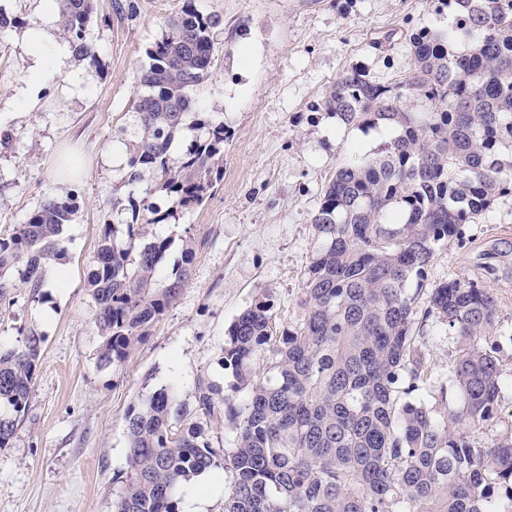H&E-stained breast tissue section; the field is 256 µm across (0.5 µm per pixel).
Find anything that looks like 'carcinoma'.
<instances>
[{"mask_svg": "<svg viewBox=\"0 0 512 512\" xmlns=\"http://www.w3.org/2000/svg\"><path fill=\"white\" fill-rule=\"evenodd\" d=\"M69 45L86 40L90 0H59ZM454 4L448 34L412 35L413 64L394 84L359 68L340 74L319 107L346 127L396 130L377 152L336 169L310 218L315 239L297 314L281 324L269 299L230 326L224 366L232 394L201 376L194 418L154 391L125 415L127 473L114 512H179L180 486L224 473V512H512V435L480 439L497 415L504 384L499 348L482 343L497 302L481 282L452 280L425 292L436 245L461 238L496 198L512 195V0ZM221 19L193 0L150 51L132 103L137 141L128 181L146 194L201 205L224 180L221 119L191 113L209 75ZM469 48L448 54V38ZM132 221L120 238L107 224L89 276L99 359L120 366L177 298L181 275L164 288L155 274L168 248L146 226L161 211L129 194ZM76 198L47 197L24 224L0 233V300L23 288L43 296L44 269L63 250ZM456 337L448 376L427 369L414 336L416 307ZM0 348V448L25 416L44 336L18 332ZM458 403L446 413L430 399ZM246 398L238 402L235 394ZM232 431L218 448L206 427Z\"/></svg>", "mask_w": 512, "mask_h": 512, "instance_id": "carcinoma-1", "label": "carcinoma"}]
</instances>
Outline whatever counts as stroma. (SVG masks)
Here are the masks:
<instances>
[{
    "label": "stroma",
    "instance_id": "1",
    "mask_svg": "<svg viewBox=\"0 0 512 512\" xmlns=\"http://www.w3.org/2000/svg\"><path fill=\"white\" fill-rule=\"evenodd\" d=\"M92 4L94 58L68 54L34 87L28 33L43 26L67 44L60 14L46 12L44 0H0L18 17L0 32V230L24 223L47 196L79 204L62 233L65 253L45 270L44 300L20 292L0 304V347L21 326L45 338L27 414L0 449V512H113L128 471L127 409L160 388L191 403L201 376L231 383L225 333L262 295L282 319L295 315L315 246L309 219L329 178L388 138L379 128L343 130L312 104L354 65L381 82L401 80L411 32L448 27L430 0H195L222 19L210 76L194 98L196 111L223 118L231 133L224 182L176 222L153 226L170 241L158 283L174 278L185 248L193 260L176 300L116 368L98 362L103 338L87 279L104 226L127 223L121 201L144 192L125 181L137 135L131 104L147 52L183 0ZM451 279L492 289L497 314L486 339L500 344L512 375V195L465 225L462 239L442 242L423 286ZM416 329L427 364L446 373L455 337L432 318Z\"/></svg>",
    "mask_w": 512,
    "mask_h": 512
}]
</instances>
